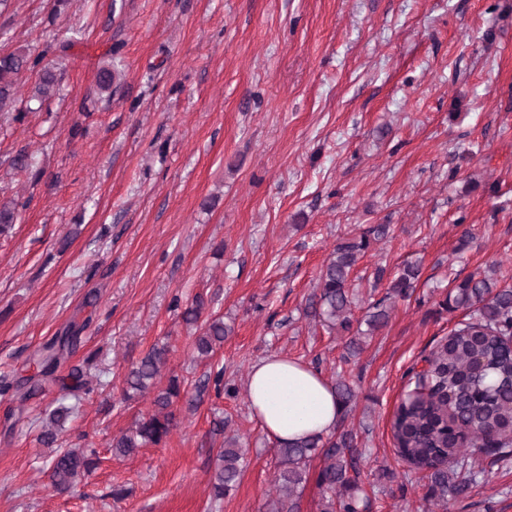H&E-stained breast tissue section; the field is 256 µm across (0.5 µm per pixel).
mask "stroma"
<instances>
[{
    "instance_id": "stroma-1",
    "label": "stroma",
    "mask_w": 512,
    "mask_h": 512,
    "mask_svg": "<svg viewBox=\"0 0 512 512\" xmlns=\"http://www.w3.org/2000/svg\"><path fill=\"white\" fill-rule=\"evenodd\" d=\"M20 48L60 89L34 101L39 73L22 71L0 112V202L18 209L0 236V377L37 376L41 346L74 323L56 374L87 367L95 389L0 394V512H265L274 445L246 380L270 354L353 384L368 512H430L391 423L404 373L464 317L443 306L455 280L492 264L512 278V0H0V56ZM108 63L119 77L103 93ZM371 224L390 233L351 275L354 319L403 264L421 278L345 364V337L306 307L336 242ZM197 295L232 328L201 363L181 317ZM163 344L178 425L114 456L150 407L121 402L127 372ZM219 371L235 395L197 393ZM63 400L62 446L101 464L60 494L37 436ZM232 435L247 465L215 502ZM474 462L448 512H512V458Z\"/></svg>"
}]
</instances>
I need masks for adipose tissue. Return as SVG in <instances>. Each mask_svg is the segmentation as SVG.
I'll return each instance as SVG.
<instances>
[{
  "label": "adipose tissue",
  "instance_id": "obj_1",
  "mask_svg": "<svg viewBox=\"0 0 512 512\" xmlns=\"http://www.w3.org/2000/svg\"><path fill=\"white\" fill-rule=\"evenodd\" d=\"M246 397L263 433L277 444L328 435L342 412L334 389L317 370L276 354L252 365Z\"/></svg>",
  "mask_w": 512,
  "mask_h": 512
}]
</instances>
